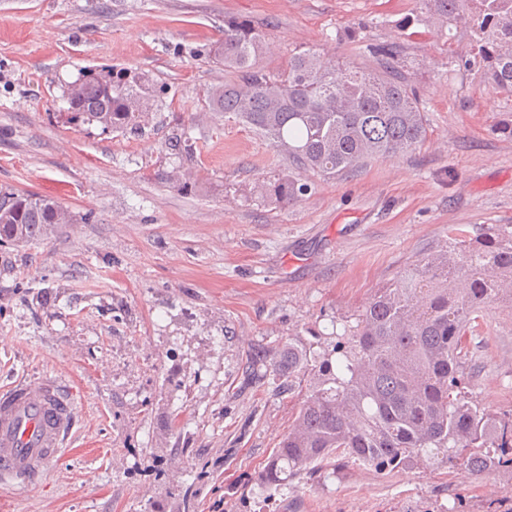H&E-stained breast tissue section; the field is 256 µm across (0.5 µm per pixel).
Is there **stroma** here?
Returning <instances> with one entry per match:
<instances>
[{
	"label": "stroma",
	"instance_id": "1",
	"mask_svg": "<svg viewBox=\"0 0 512 512\" xmlns=\"http://www.w3.org/2000/svg\"><path fill=\"white\" fill-rule=\"evenodd\" d=\"M420 13L419 0H0V194L77 216L0 246V381L60 374L79 410L62 463L32 489L0 487V512H512V471L459 461L258 486L301 398L241 389L252 345L328 342L449 226L512 231L499 130L512 96L463 68L469 26ZM237 18L264 32L269 71L306 48L371 70L366 43L403 41L426 140L346 177L302 173L307 195L268 204L262 181L288 161L206 99L225 79L206 49ZM112 68L157 91L142 135L68 119V83ZM183 127L184 163L168 147ZM177 166L187 188L157 177ZM469 347L473 397L512 411V312L490 306Z\"/></svg>",
	"mask_w": 512,
	"mask_h": 512
}]
</instances>
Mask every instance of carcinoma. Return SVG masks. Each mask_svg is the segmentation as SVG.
<instances>
[{"instance_id": "carcinoma-1", "label": "carcinoma", "mask_w": 512, "mask_h": 512, "mask_svg": "<svg viewBox=\"0 0 512 512\" xmlns=\"http://www.w3.org/2000/svg\"><path fill=\"white\" fill-rule=\"evenodd\" d=\"M429 18L447 28L474 29L473 57L502 93L512 96V0H421ZM267 48L262 31L224 21V38L208 56L229 78L208 106L233 114L282 151L296 169L327 178L347 176L367 160L416 148L427 129L421 102L402 73L395 43L369 44L379 71L341 67L319 52L297 50L288 66H259ZM70 120L104 132L135 133L152 108L146 81L121 69L88 71L67 85ZM311 185L293 176L266 181L276 206L299 200ZM75 218L56 200L31 193L0 197V246L47 238ZM512 310V232L471 235L461 226L376 289L328 347L292 339L254 346L243 383L271 379L277 395L305 390L279 447L259 476L266 491L332 466L333 461L391 472L433 459L460 460L475 473L512 469V413L486 409L465 391L466 343L489 305Z\"/></svg>"}]
</instances>
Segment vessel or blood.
<instances>
[{
	"instance_id": "b4317fda",
	"label": "vessel or blood",
	"mask_w": 512,
	"mask_h": 512,
	"mask_svg": "<svg viewBox=\"0 0 512 512\" xmlns=\"http://www.w3.org/2000/svg\"><path fill=\"white\" fill-rule=\"evenodd\" d=\"M74 394L60 375L0 388V485L27 488L60 462L77 430Z\"/></svg>"
}]
</instances>
